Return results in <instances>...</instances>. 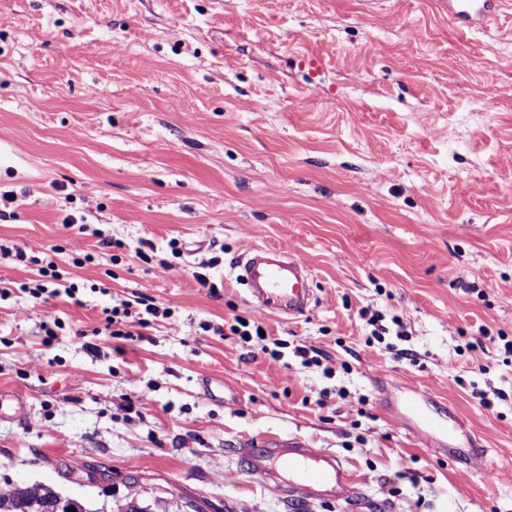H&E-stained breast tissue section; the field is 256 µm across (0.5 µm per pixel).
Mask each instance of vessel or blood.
<instances>
[{
  "label": "vessel or blood",
  "mask_w": 512,
  "mask_h": 512,
  "mask_svg": "<svg viewBox=\"0 0 512 512\" xmlns=\"http://www.w3.org/2000/svg\"><path fill=\"white\" fill-rule=\"evenodd\" d=\"M512 12V0H448V15L462 28L484 26L497 12ZM238 280L246 288L250 304L264 312L292 320L305 315L312 295L308 287L310 264L302 255L283 247L252 246L240 255ZM400 417L414 420L420 433L447 443L449 451L464 444L467 435L453 419L432 408L427 391L398 389ZM242 455L249 470L264 482L299 493L313 502L347 499L359 507L365 498L363 481L336 455L289 440L272 448H246ZM484 481H493L497 471L487 460V451L470 447L464 457Z\"/></svg>",
  "instance_id": "1"
}]
</instances>
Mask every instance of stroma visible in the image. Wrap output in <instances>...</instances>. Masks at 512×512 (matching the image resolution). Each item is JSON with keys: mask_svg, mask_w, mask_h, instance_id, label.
I'll use <instances>...</instances> for the list:
<instances>
[{"mask_svg": "<svg viewBox=\"0 0 512 512\" xmlns=\"http://www.w3.org/2000/svg\"><path fill=\"white\" fill-rule=\"evenodd\" d=\"M0 243L62 246L78 287L31 299L33 264L0 258V490L346 512L237 454L299 438L371 477L372 512H512V14L468 31L439 0H0ZM250 246L307 258V314L248 304ZM122 300L170 314L102 334ZM388 382L431 393L497 479L423 444ZM235 320L237 325L230 326V331L234 335L241 336L245 342L253 341L252 346L255 347L258 352L269 355L274 359H278L280 357V351L275 348H271L270 346L273 345L277 347L280 343L276 340L271 343L266 330L262 326L253 325V328L248 329L250 328V323L246 319L235 317ZM260 330L264 331V335L260 334Z\"/></svg>", "mask_w": 512, "mask_h": 512, "instance_id": "1", "label": "stroma"}]
</instances>
